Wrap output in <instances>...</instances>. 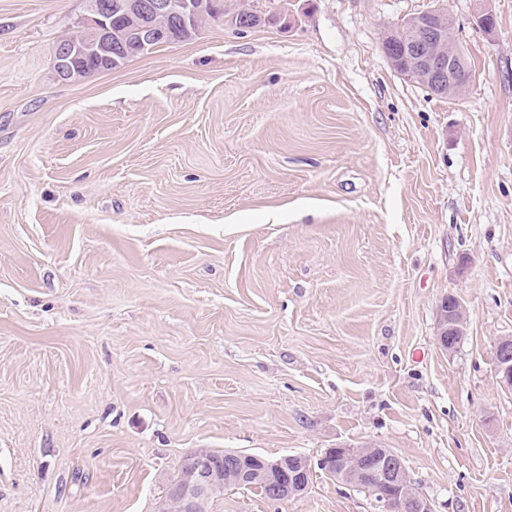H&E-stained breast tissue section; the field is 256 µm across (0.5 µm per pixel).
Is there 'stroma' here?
I'll list each match as a JSON object with an SVG mask.
<instances>
[{
  "instance_id": "obj_1",
  "label": "stroma",
  "mask_w": 512,
  "mask_h": 512,
  "mask_svg": "<svg viewBox=\"0 0 512 512\" xmlns=\"http://www.w3.org/2000/svg\"><path fill=\"white\" fill-rule=\"evenodd\" d=\"M247 5L266 23L64 82L85 0H0V512H157L202 449L365 446L436 512H512V0ZM439 6L454 99L381 48ZM210 512L377 510L316 470ZM461 303L453 298L449 303L448 299L441 300L438 305V331L436 336L437 344L444 350H449L448 336H453L454 348L459 344V336L465 335L464 314ZM499 341L495 348V360L499 383L505 388L512 386V345Z\"/></svg>"
}]
</instances>
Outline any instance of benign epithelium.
Returning a JSON list of instances; mask_svg holds the SVG:
<instances>
[{
  "mask_svg": "<svg viewBox=\"0 0 512 512\" xmlns=\"http://www.w3.org/2000/svg\"><path fill=\"white\" fill-rule=\"evenodd\" d=\"M86 12L75 20L83 37L56 46L53 66L57 77L67 81L78 63L88 58L99 59L116 68L124 63L131 51L138 52L168 39L167 30L155 24L161 17L176 16L184 28L183 35L199 34L194 26L199 7L194 0H86ZM130 19L134 25V41L129 45L112 43L109 36L112 12ZM447 10L435 8L414 15L403 22L411 37L399 48V55L386 54L395 71L409 81L418 83L437 96H456L464 92L473 79V70L464 54L458 51L452 30L443 25ZM465 335L462 305L457 299L443 300L438 305L437 344L448 349V337ZM495 360L499 383L512 386V345L498 342ZM259 460L266 477L288 473V482L275 488L280 498L303 493L311 473L309 460L298 454H286L266 459L242 451L224 454V466L215 464L206 454L193 453L181 463L182 479L167 491L158 512H168L173 496L180 499L182 512H207L211 495L224 488V471L232 474L231 482L248 484L253 472L245 461ZM323 471L341 481L389 487L390 493L379 496L380 512H435L430 501L412 486L401 458L388 448H330L318 462Z\"/></svg>",
  "mask_w": 512,
  "mask_h": 512,
  "instance_id": "1",
  "label": "benign epithelium"
}]
</instances>
